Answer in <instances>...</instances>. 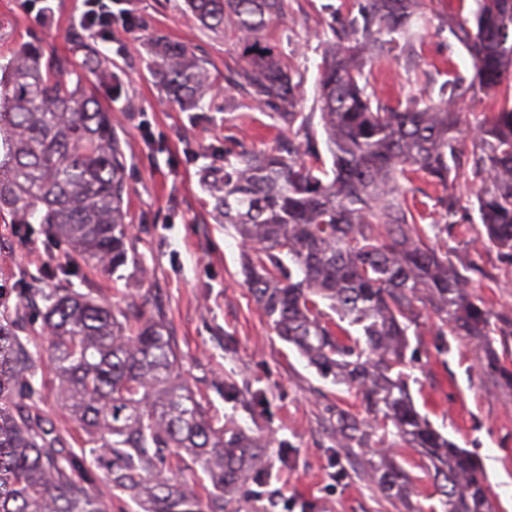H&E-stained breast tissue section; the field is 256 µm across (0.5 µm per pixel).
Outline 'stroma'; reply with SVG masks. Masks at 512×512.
<instances>
[{
	"instance_id": "stroma-1",
	"label": "stroma",
	"mask_w": 512,
	"mask_h": 512,
	"mask_svg": "<svg viewBox=\"0 0 512 512\" xmlns=\"http://www.w3.org/2000/svg\"><path fill=\"white\" fill-rule=\"evenodd\" d=\"M354 0H286L284 17L264 39L301 81L298 112L307 129H288L272 108L244 100L229 84L241 64L232 32L201 26L184 0H111L113 13H130L133 26L113 25L101 48L111 84L99 86L111 103L112 124L127 159L129 222L136 265L111 270L83 261L39 224L13 223L0 214V310L36 318L19 292L23 284L46 290L71 285L108 303L134 300L145 313L162 310L182 352L192 388L209 402L225 429H246L266 447L270 477L248 484L224 512H445L431 471L414 449L388 435L409 482L403 496L385 494L371 474L380 458L343 439L340 416L366 417L361 395L322 379L294 347L272 330L242 273L244 248L233 230L216 222L202 181L203 170L223 168L225 153L245 146L268 152L284 142L311 141L324 148L316 80L327 47L328 25ZM458 0H431L430 20L413 64L393 61L366 67L371 87L390 104L439 88L448 70L472 75L467 50L448 32ZM48 21L25 14L17 0H0V65L22 42L73 53L68 38L82 0H52ZM187 45L209 63L215 80L208 106L184 112L170 106L151 66L152 36ZM455 225L444 239L452 260L471 264L469 291L496 315L512 322V258L483 239V225ZM408 385L417 411L429 424L479 461L489 487L490 512H512V387L483 369V354L466 336H442L433 315H423L410 338ZM249 389L241 400L224 397V384ZM46 373L42 407L73 448L84 432ZM292 449L294 462L281 453Z\"/></svg>"
}]
</instances>
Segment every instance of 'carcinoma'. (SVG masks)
Instances as JSON below:
<instances>
[{
  "mask_svg": "<svg viewBox=\"0 0 512 512\" xmlns=\"http://www.w3.org/2000/svg\"><path fill=\"white\" fill-rule=\"evenodd\" d=\"M201 24L230 27L245 65L235 84L251 100L298 118L301 82L264 32L285 0H187ZM336 41L324 52L317 85L331 157L306 146L284 154L241 150L206 178L220 224L252 247L245 282L277 336L294 345L324 379L356 387L370 420L344 422V437L367 448L387 426L434 470L446 512H489L488 490L467 453L433 430L408 392V331L431 310L441 336L486 346L499 317L468 292L466 276L440 253L435 235L455 223L459 186L474 189L489 244L512 256V0H459L448 32L467 50L470 79L448 73L438 96L391 107L367 91L365 64L414 60L426 22L420 0H359L334 18ZM73 28L85 62L25 42L0 69V210L15 224H41L86 262L112 271L136 262L127 224L126 157L109 110L91 87L112 79L107 58ZM155 72L170 102L204 105L214 84L206 61L156 38ZM492 94L471 153L459 146L452 104L468 92ZM436 188L431 195L415 185ZM408 191L424 199H406ZM43 306L48 362L64 407L89 436L76 453L41 409L43 356L21 318L0 324V512H105L87 487L86 457L114 491L141 512H224V501L268 477L265 446L248 432L213 422L208 402L182 376V356L162 311L147 316L129 302L114 309L74 288H26ZM338 319H333L321 305ZM376 482L400 495L408 482L379 449ZM201 467L205 495L174 480Z\"/></svg>",
  "mask_w": 512,
  "mask_h": 512,
  "instance_id": "carcinoma-1",
  "label": "carcinoma"
}]
</instances>
